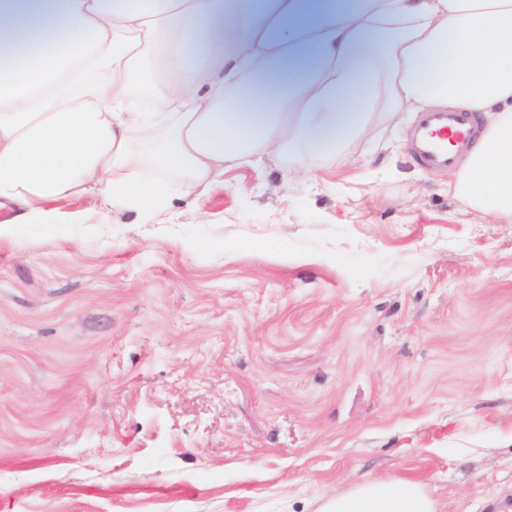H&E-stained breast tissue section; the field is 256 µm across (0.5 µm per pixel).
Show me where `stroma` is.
I'll return each instance as SVG.
<instances>
[{"label":"stroma","instance_id":"35a3bbf8","mask_svg":"<svg viewBox=\"0 0 512 512\" xmlns=\"http://www.w3.org/2000/svg\"><path fill=\"white\" fill-rule=\"evenodd\" d=\"M418 119L265 157L150 224L0 240V512H317L376 479L512 512V224L460 212Z\"/></svg>","mask_w":512,"mask_h":512}]
</instances>
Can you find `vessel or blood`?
Segmentation results:
<instances>
[{"instance_id":"b4317fda","label":"vessel or blood","mask_w":512,"mask_h":512,"mask_svg":"<svg viewBox=\"0 0 512 512\" xmlns=\"http://www.w3.org/2000/svg\"><path fill=\"white\" fill-rule=\"evenodd\" d=\"M476 123L475 115L470 112L426 109L410 135L408 148L429 170L447 171L456 163L457 149L469 146Z\"/></svg>"}]
</instances>
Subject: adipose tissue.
I'll list each match as a JSON object with an SVG mask.
<instances>
[{
	"mask_svg": "<svg viewBox=\"0 0 512 512\" xmlns=\"http://www.w3.org/2000/svg\"><path fill=\"white\" fill-rule=\"evenodd\" d=\"M275 68L271 90L248 83ZM447 105L486 117L448 191L512 224V0H0V208L74 194L152 223L243 158L297 164ZM377 479L319 512H437Z\"/></svg>",
	"mask_w": 512,
	"mask_h": 512,
	"instance_id": "adipose-tissue-1",
	"label": "adipose tissue"
}]
</instances>
